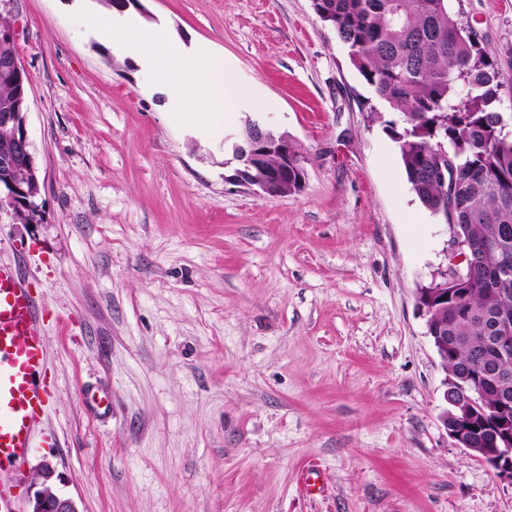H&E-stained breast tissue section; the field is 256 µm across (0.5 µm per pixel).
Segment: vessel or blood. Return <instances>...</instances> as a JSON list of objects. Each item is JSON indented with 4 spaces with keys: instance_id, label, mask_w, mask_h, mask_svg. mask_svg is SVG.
<instances>
[{
    "instance_id": "b4317fda",
    "label": "vessel or blood",
    "mask_w": 512,
    "mask_h": 512,
    "mask_svg": "<svg viewBox=\"0 0 512 512\" xmlns=\"http://www.w3.org/2000/svg\"><path fill=\"white\" fill-rule=\"evenodd\" d=\"M45 371L37 306L19 271L0 265V464L8 463L13 475L0 483V512H20L36 422L51 397Z\"/></svg>"
}]
</instances>
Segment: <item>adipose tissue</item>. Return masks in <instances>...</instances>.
Masks as SVG:
<instances>
[{"instance_id": "ef3b65f1", "label": "adipose tissue", "mask_w": 512, "mask_h": 512, "mask_svg": "<svg viewBox=\"0 0 512 512\" xmlns=\"http://www.w3.org/2000/svg\"><path fill=\"white\" fill-rule=\"evenodd\" d=\"M100 39L150 65L169 99L183 105L181 118L202 120L212 133L224 127V106L238 96L233 73L213 54L192 57L161 29L95 18Z\"/></svg>"}]
</instances>
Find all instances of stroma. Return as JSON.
I'll use <instances>...</instances> for the list:
<instances>
[{"label": "stroma", "mask_w": 512, "mask_h": 512, "mask_svg": "<svg viewBox=\"0 0 512 512\" xmlns=\"http://www.w3.org/2000/svg\"><path fill=\"white\" fill-rule=\"evenodd\" d=\"M125 16L210 47L308 159L301 191L225 182L223 137L101 41L102 0H10L29 77L37 223L0 211V263L38 302L52 398L29 463L81 512H512L456 447L416 307L452 230L412 192L374 97L312 0H141ZM512 87V0H460ZM112 392L110 416L85 396ZM319 464L312 497L300 475Z\"/></svg>", "instance_id": "35a3bbf8"}]
</instances>
